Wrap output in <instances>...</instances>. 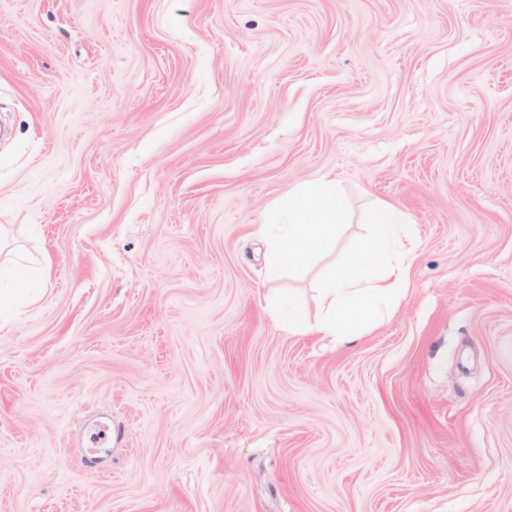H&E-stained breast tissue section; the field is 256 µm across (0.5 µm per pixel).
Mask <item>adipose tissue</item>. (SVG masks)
<instances>
[{"label":"adipose tissue","mask_w":512,"mask_h":512,"mask_svg":"<svg viewBox=\"0 0 512 512\" xmlns=\"http://www.w3.org/2000/svg\"><path fill=\"white\" fill-rule=\"evenodd\" d=\"M343 219L335 181L321 179L289 194L287 202L267 216L264 238L272 273L309 265L335 240ZM394 222L393 207L380 205L371 238L322 281L315 312H308L293 296L274 295L265 300L271 314L293 335L333 336L344 344L357 340L370 318L381 315L406 290L404 260L413 244L397 236ZM8 237V230L0 227V319L20 301L38 297L39 274L8 252Z\"/></svg>","instance_id":"obj_1"}]
</instances>
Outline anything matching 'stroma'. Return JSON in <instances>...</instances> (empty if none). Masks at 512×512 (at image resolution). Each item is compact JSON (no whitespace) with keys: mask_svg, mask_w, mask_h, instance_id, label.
Wrapping results in <instances>:
<instances>
[{"mask_svg":"<svg viewBox=\"0 0 512 512\" xmlns=\"http://www.w3.org/2000/svg\"><path fill=\"white\" fill-rule=\"evenodd\" d=\"M382 203L405 296L289 334ZM0 225V512H512V0H0ZM343 219L333 180L320 179L289 194L263 224L274 229L264 233L272 273L309 265L335 240ZM9 231L0 226V320L7 318L20 301L33 302L38 298L36 282L39 279L37 269L26 265L18 254L8 251Z\"/></svg>","mask_w":512,"mask_h":512,"instance_id":"obj_1","label":"stroma"}]
</instances>
